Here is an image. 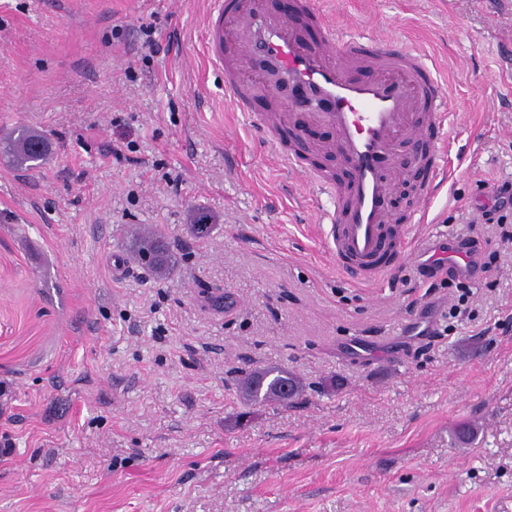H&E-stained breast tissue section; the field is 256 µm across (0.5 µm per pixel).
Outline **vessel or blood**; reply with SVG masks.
I'll list each match as a JSON object with an SVG mask.
<instances>
[{
  "label": "vessel or blood",
  "mask_w": 512,
  "mask_h": 512,
  "mask_svg": "<svg viewBox=\"0 0 512 512\" xmlns=\"http://www.w3.org/2000/svg\"><path fill=\"white\" fill-rule=\"evenodd\" d=\"M300 9L318 22V44L308 43L285 18L266 12L257 0H213L205 62L223 72L225 96L241 107L258 89L244 85L240 71L259 58L304 89L298 109L312 99L328 102L317 118L333 129L336 152L349 178L342 186L321 183L333 205L323 216L322 236L337 268L375 281L389 274L406 251L405 229L387 224L393 175L402 166L401 145L420 143L416 161L431 174L412 223L424 222V205L447 176V92L423 56L408 45L343 37L318 0H301Z\"/></svg>",
  "instance_id": "b4317fda"
}]
</instances>
